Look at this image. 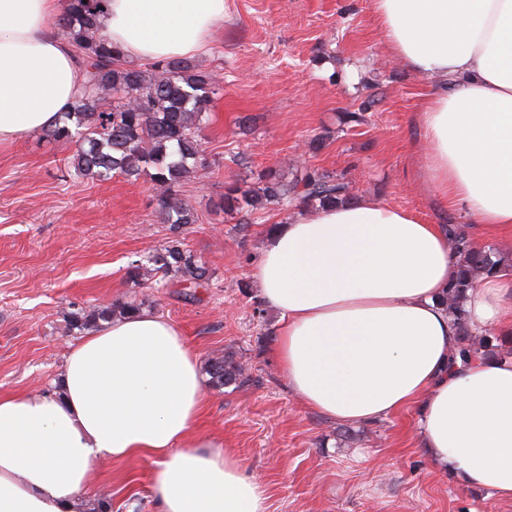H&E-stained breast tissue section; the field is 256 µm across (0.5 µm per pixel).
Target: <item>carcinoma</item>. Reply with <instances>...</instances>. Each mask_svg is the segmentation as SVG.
Here are the masks:
<instances>
[{
    "label": "carcinoma",
    "instance_id": "obj_1",
    "mask_svg": "<svg viewBox=\"0 0 512 512\" xmlns=\"http://www.w3.org/2000/svg\"><path fill=\"white\" fill-rule=\"evenodd\" d=\"M107 0H65L55 28L77 52V62L85 76L82 91L55 123L45 128L52 140L77 143L74 169L81 176L106 178L119 175L136 180L150 172L158 186L155 213L174 233L198 223L194 208L184 198L183 188L198 170L205 167L202 149L203 121L218 88L212 70H202L193 61L166 57L150 68L126 60L123 50L102 33L100 17ZM354 199L349 182L314 166L300 165L286 176L276 165L257 175L253 186L237 183L224 187V213L248 220L243 211L272 204L283 210L335 206ZM456 245L457 272L444 294L449 313L460 329L456 355L467 358L484 353L509 357L512 349H498L494 336L483 335L472 342L475 332L464 315L466 292L481 278L497 277L509 266L504 256L487 246L475 248L466 234L451 229ZM151 266L133 264L129 275L137 283L148 284L156 275L193 287H203L211 279L202 260L177 244L165 247L149 259ZM145 305L140 301H115L107 306L78 308L71 313L69 326L80 332L92 331L101 323L130 315ZM206 373L215 387L247 381L242 367L230 356L214 357L206 363Z\"/></svg>",
    "mask_w": 512,
    "mask_h": 512
}]
</instances>
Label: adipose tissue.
<instances>
[{"label":"adipose tissue","mask_w":512,"mask_h":512,"mask_svg":"<svg viewBox=\"0 0 512 512\" xmlns=\"http://www.w3.org/2000/svg\"><path fill=\"white\" fill-rule=\"evenodd\" d=\"M62 0H0V147L48 127L83 75L46 33ZM389 52L425 78L415 124L438 198L475 247L512 228V0H373ZM224 0H108L129 57L203 51ZM448 227L371 196L302 211L270 233L251 276L278 314L274 356L309 408L364 425L415 409L417 445L456 485L512 501V358L455 360L442 302ZM470 326L512 334V279H481ZM207 397L180 330L143 310L71 344L53 394L0 395V512H74L94 466L142 455L160 512H268L264 485L197 425Z\"/></svg>","instance_id":"obj_1"}]
</instances>
